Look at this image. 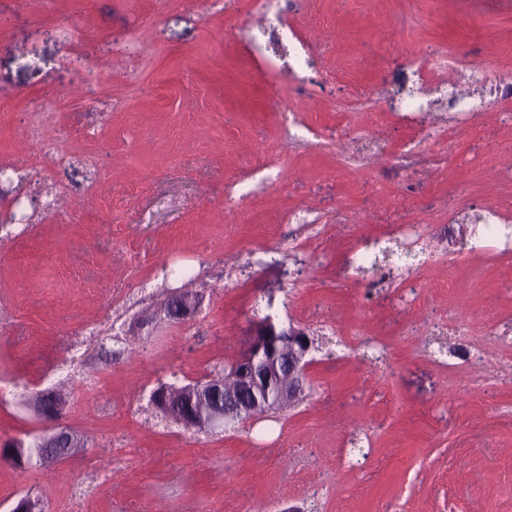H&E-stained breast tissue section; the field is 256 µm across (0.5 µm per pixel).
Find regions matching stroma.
Segmentation results:
<instances>
[{"mask_svg": "<svg viewBox=\"0 0 512 512\" xmlns=\"http://www.w3.org/2000/svg\"><path fill=\"white\" fill-rule=\"evenodd\" d=\"M277 8L273 41L261 0H0V444L46 390L83 442L0 462V512H512V243L473 224L512 210V0ZM268 316L314 342L305 398L223 432L153 406ZM199 304L197 295L182 293L176 295L167 305L166 314L172 322L181 323L196 312Z\"/></svg>", "mask_w": 512, "mask_h": 512, "instance_id": "35a3bbf8", "label": "stroma"}]
</instances>
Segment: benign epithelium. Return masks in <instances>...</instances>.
<instances>
[{
	"instance_id": "1",
	"label": "benign epithelium",
	"mask_w": 512,
	"mask_h": 512,
	"mask_svg": "<svg viewBox=\"0 0 512 512\" xmlns=\"http://www.w3.org/2000/svg\"><path fill=\"white\" fill-rule=\"evenodd\" d=\"M199 304L197 295L182 293L167 305L166 314L172 322L181 323L196 312ZM311 352L312 344L304 329L292 323L278 328L271 317H266L256 326L244 358L187 387L193 399L213 400L222 393L224 405L206 414L189 413L181 424L189 430H222L288 407L305 391ZM36 411L52 422L60 417L62 403L57 399L49 406L39 402ZM33 451L42 462L59 461L78 448L73 435L59 431L36 437Z\"/></svg>"
}]
</instances>
